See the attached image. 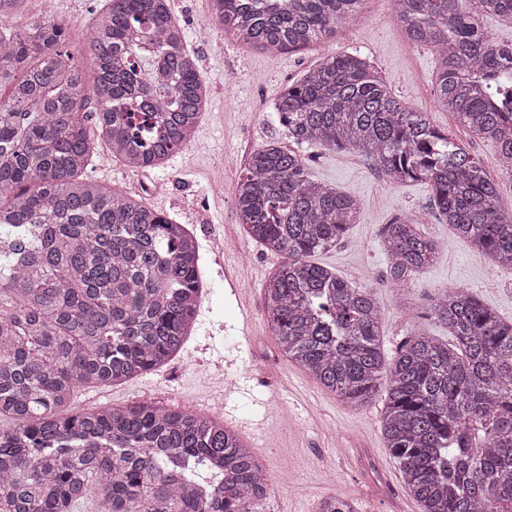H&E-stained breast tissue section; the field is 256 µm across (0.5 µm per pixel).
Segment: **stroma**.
Masks as SVG:
<instances>
[{
  "instance_id": "35a3bbf8",
  "label": "stroma",
  "mask_w": 512,
  "mask_h": 512,
  "mask_svg": "<svg viewBox=\"0 0 512 512\" xmlns=\"http://www.w3.org/2000/svg\"><path fill=\"white\" fill-rule=\"evenodd\" d=\"M199 59L208 101L190 145L160 168L132 171L118 161L92 162L85 175L109 187L145 196L151 206L193 230L206 274L195 330L183 351L157 371L120 385L85 388L73 408L115 407L155 402L190 412L219 413L225 425L251 444L272 488L266 512H315L319 500H355L359 512H420L407 493L398 465L380 430L385 391L360 407L325 392L312 376L281 356L266 323L263 283L281 256L250 239L237 222L235 188L250 155L281 139L272 106L280 91L312 68L326 52L358 54L413 109L427 113L437 129L468 149L499 183L502 209L512 213V176L500 175L498 148L471 140L455 118L435 108L437 53L409 42L390 0H366L362 16L335 36L308 48L270 55L241 46L224 31L205 43L189 40ZM309 171L314 180L359 199V221L336 247L317 256L357 288L373 289L383 312L382 344L394 355L415 327L436 337L446 331L427 317V299L448 286L475 294L500 316L512 319V270L493 271L486 258L463 239L450 235L432 208L429 185L394 186L364 156L313 149ZM160 182L165 191L152 195ZM425 212L421 230L443 247L432 265L417 274L408 295L387 278L382 251L385 224L401 213ZM232 242L246 257L240 282L257 312L253 338L238 334L237 303L224 285L221 248ZM498 287H489L490 278ZM262 371L280 382L279 394L244 379V370ZM235 377L225 392L217 372Z\"/></svg>"
}]
</instances>
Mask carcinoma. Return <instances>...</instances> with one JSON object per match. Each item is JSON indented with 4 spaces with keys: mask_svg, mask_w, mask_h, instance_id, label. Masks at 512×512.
Wrapping results in <instances>:
<instances>
[{
    "mask_svg": "<svg viewBox=\"0 0 512 512\" xmlns=\"http://www.w3.org/2000/svg\"><path fill=\"white\" fill-rule=\"evenodd\" d=\"M217 26L250 48L306 47L336 34L364 0H215ZM29 0H0V16ZM410 42L441 59L435 102L512 167V45L483 19L512 0H394ZM94 65V97L77 56ZM0 512H256L267 481L224 422L133 403L74 411L81 387L142 377L182 352L203 280L195 234L138 194L82 173L99 143L132 170L163 165L193 139L206 103L198 58L170 0H104L85 41L52 15L0 26ZM273 112L295 147L272 142L238 180V224L283 257L264 312L291 363L341 401L382 386L381 433L421 512H512V320L462 288L427 309L448 330L418 332L395 356L382 313L314 257L357 223L359 200L310 176L303 146L354 151L392 185L427 183L454 234L512 270V214L499 185L368 61L328 54L285 87ZM417 215L384 225L389 278L406 287L436 241ZM317 512H357L325 497Z\"/></svg>",
    "mask_w": 512,
    "mask_h": 512,
    "instance_id": "1",
    "label": "carcinoma"
}]
</instances>
